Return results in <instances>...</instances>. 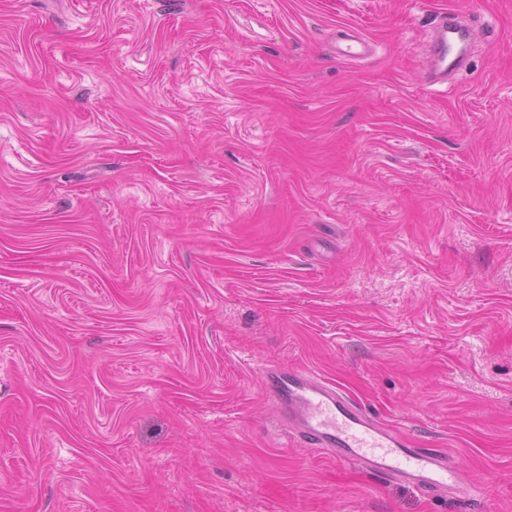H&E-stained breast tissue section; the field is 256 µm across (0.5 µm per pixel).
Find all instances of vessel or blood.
<instances>
[{
    "instance_id": "vessel-or-blood-1",
    "label": "vessel or blood",
    "mask_w": 512,
    "mask_h": 512,
    "mask_svg": "<svg viewBox=\"0 0 512 512\" xmlns=\"http://www.w3.org/2000/svg\"><path fill=\"white\" fill-rule=\"evenodd\" d=\"M470 35L455 16H443L427 61L432 80L447 78L457 63L459 44ZM263 390L279 408L284 427L305 438L339 462L358 465L366 473L414 484L433 497L458 490L462 475L447 458L429 448H416L394 428L379 422L342 389L302 368L267 367Z\"/></svg>"
}]
</instances>
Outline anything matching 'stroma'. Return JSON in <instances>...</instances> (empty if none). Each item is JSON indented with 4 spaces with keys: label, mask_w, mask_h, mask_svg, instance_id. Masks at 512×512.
Returning <instances> with one entry per match:
<instances>
[{
    "label": "stroma",
    "mask_w": 512,
    "mask_h": 512,
    "mask_svg": "<svg viewBox=\"0 0 512 512\" xmlns=\"http://www.w3.org/2000/svg\"><path fill=\"white\" fill-rule=\"evenodd\" d=\"M271 364L466 492L307 447ZM0 512H512V0H0ZM470 35L466 26L458 24L453 15L445 14L435 31L434 39L427 61L428 72L433 81H441L448 77V70H456L457 63L456 48L464 44Z\"/></svg>",
    "instance_id": "1"
}]
</instances>
